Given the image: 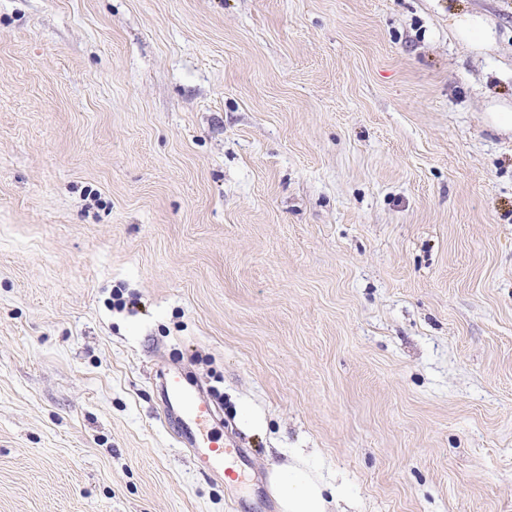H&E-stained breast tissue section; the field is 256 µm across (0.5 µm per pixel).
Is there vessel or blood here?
Segmentation results:
<instances>
[{
    "label": "vessel or blood",
    "mask_w": 512,
    "mask_h": 512,
    "mask_svg": "<svg viewBox=\"0 0 512 512\" xmlns=\"http://www.w3.org/2000/svg\"><path fill=\"white\" fill-rule=\"evenodd\" d=\"M164 415H176L178 436L183 447L191 449L199 469L213 471L234 481L240 455L237 445L227 443L211 427L212 402L189 388L180 373H168L162 383Z\"/></svg>",
    "instance_id": "obj_1"
}]
</instances>
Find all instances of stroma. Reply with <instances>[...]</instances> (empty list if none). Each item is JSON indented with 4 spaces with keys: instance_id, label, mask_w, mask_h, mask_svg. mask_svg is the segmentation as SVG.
Masks as SVG:
<instances>
[{
    "instance_id": "1",
    "label": "stroma",
    "mask_w": 512,
    "mask_h": 512,
    "mask_svg": "<svg viewBox=\"0 0 512 512\" xmlns=\"http://www.w3.org/2000/svg\"><path fill=\"white\" fill-rule=\"evenodd\" d=\"M496 105L512 0H0V512H512ZM456 36L474 48H482L491 40V31L483 17L477 14H463L454 19ZM162 393V412L167 417L176 415L180 443L191 449L199 469L237 481L239 472L235 461L241 452L237 445L227 443L210 428L211 400L189 388L178 372H169L164 377ZM269 485L279 512H333L329 511L327 493L336 502L343 497L340 490L330 487L319 475L300 464L276 466L270 473Z\"/></svg>"
}]
</instances>
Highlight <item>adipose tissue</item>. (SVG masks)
I'll list each match as a JSON object with an SVG mask.
<instances>
[{"label":"adipose tissue","instance_id":"ef3b65f1","mask_svg":"<svg viewBox=\"0 0 512 512\" xmlns=\"http://www.w3.org/2000/svg\"><path fill=\"white\" fill-rule=\"evenodd\" d=\"M269 485L281 512H329L330 500L342 497L340 490L299 464L275 467Z\"/></svg>","mask_w":512,"mask_h":512}]
</instances>
